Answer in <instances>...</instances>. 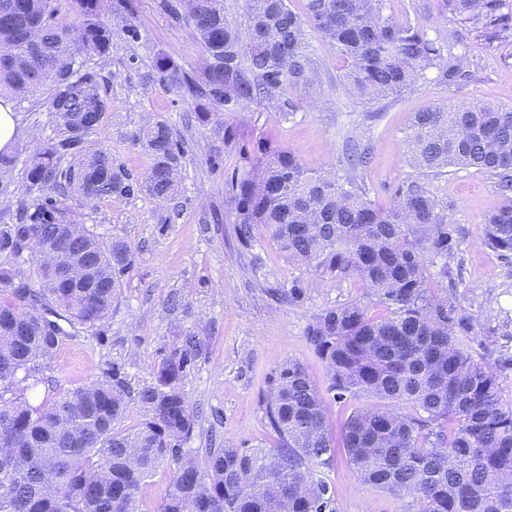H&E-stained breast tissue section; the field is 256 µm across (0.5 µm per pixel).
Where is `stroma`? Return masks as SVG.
<instances>
[{"instance_id": "obj_1", "label": "stroma", "mask_w": 512, "mask_h": 512, "mask_svg": "<svg viewBox=\"0 0 512 512\" xmlns=\"http://www.w3.org/2000/svg\"><path fill=\"white\" fill-rule=\"evenodd\" d=\"M163 0H104L102 16L114 23L112 49L106 60L77 58L78 73L96 74L109 103L104 129L88 146L111 155L130 174H143L149 158L131 138L146 119L164 116L185 146L181 181L175 202L179 218L160 223L166 206L141 194L125 200L105 198L82 205L70 203L78 223L105 236L125 238L134 252L133 266L103 326L104 336L82 330L66 340L56 356L38 365L39 377L62 389L89 382L101 367L119 365L131 388L154 379L162 355L196 334L207 345L183 382L190 409L199 425L189 446L203 451L211 440L239 448H268L273 438L262 410L266 381L284 363L306 365L311 380L323 392L333 430H341L351 412L369 405L367 397L340 398L329 391L324 364L310 349L305 329L323 309L351 301L366 302L368 290L357 280L320 281L314 272L289 264L270 242L243 248L224 204V173L233 160L208 130L187 124L195 102L185 93L170 91L146 74L156 55L165 54L191 76H199L202 50L193 29L171 21ZM420 9L426 25L459 33L452 51L461 56L471 79L439 85L432 78L418 81L377 110L354 106L337 85L341 64L335 50L319 34L309 37L318 79L310 91L291 97L298 105L288 119L251 104L226 113L227 122L240 126L248 140H262L293 152L310 169L338 165L343 144L356 136L369 140L372 159L363 170L370 199L389 206L396 187L416 179L408 148L414 113L444 104L456 107L472 101L512 106V45L485 47L475 31L459 27L442 8V0H388L387 11L404 17ZM138 30L130 40L124 25ZM49 91L41 89L14 103L21 123L35 138L20 139L18 148L57 138L49 110ZM436 196L448 204L463 238L452 267L459 270L456 290L463 305L477 316L481 328L472 355L489 364L497 375L500 398L512 406V264L504 263L483 244L486 215L504 202L493 179L473 169L451 170L431 179ZM307 282L298 304L273 297L275 288L293 278ZM315 473L332 491L334 512H413L411 497H395L362 484L344 456H336Z\"/></svg>"}]
</instances>
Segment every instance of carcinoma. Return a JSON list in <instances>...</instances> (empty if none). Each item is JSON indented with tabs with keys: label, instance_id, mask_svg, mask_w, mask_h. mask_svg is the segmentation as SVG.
I'll use <instances>...</instances> for the list:
<instances>
[{
	"label": "carcinoma",
	"instance_id": "carcinoma-1",
	"mask_svg": "<svg viewBox=\"0 0 512 512\" xmlns=\"http://www.w3.org/2000/svg\"><path fill=\"white\" fill-rule=\"evenodd\" d=\"M65 2L59 8V2ZM387 0H245L244 22L228 19L224 0H166L171 18L195 29L201 77L158 55L152 73L169 90L197 101L195 121L236 157L224 182L238 241L277 245L298 266L334 281L354 278L386 314L363 303L323 309L305 336L326 364L329 390L377 402L354 410L334 434L320 392L297 360L267 381L264 415L271 448L185 447L197 426L182 389L203 354L196 335L163 355L154 380L136 393L118 365L68 389L46 385L35 364L54 357L81 326L100 332L132 266L122 238L84 227L98 288L75 289L36 269L25 273L37 236L67 243L76 192L86 201L140 193L175 196L185 148L161 116L133 140L150 164L133 177L86 143L105 123L107 102L91 74L75 75L78 55L104 59L113 27L102 0H0V96L21 101L51 84L58 137L28 158L15 223L0 224V512H138L141 486L163 466L173 478L159 512H333L329 486L312 466L345 456L358 480L381 492L412 495L415 512H512V408L494 371L471 354L479 322L433 283L457 284L450 259L460 229L426 179L474 168L496 179L505 204L485 218V245L512 263V108L472 102L435 105L414 115L408 139L421 181L397 188L389 207L368 199L359 182L369 147L350 138L341 168L309 171L294 153L250 146L219 110L258 102L287 117L289 90L316 82L307 30L318 32L344 62L341 85L355 104L378 103L437 73L443 84L467 74L448 35L385 14ZM443 8L487 44L512 42V0H443ZM77 22L70 21V18ZM19 154H0V197L15 194ZM45 386L42 400L27 391ZM145 412L120 428L131 403Z\"/></svg>",
	"mask_w": 512,
	"mask_h": 512
}]
</instances>
